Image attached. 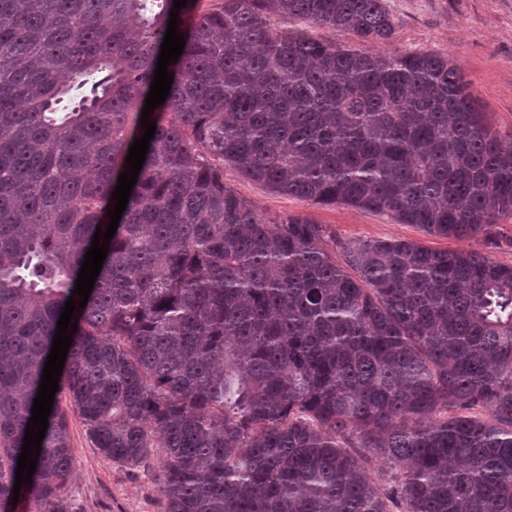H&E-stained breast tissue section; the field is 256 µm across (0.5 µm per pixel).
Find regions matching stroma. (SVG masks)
Returning <instances> with one entry per match:
<instances>
[{
    "label": "stroma",
    "mask_w": 512,
    "mask_h": 512,
    "mask_svg": "<svg viewBox=\"0 0 512 512\" xmlns=\"http://www.w3.org/2000/svg\"><path fill=\"white\" fill-rule=\"evenodd\" d=\"M386 6L395 26L391 49L448 55L488 126L502 134L512 132V0H386ZM224 182L264 218L308 217L326 227L340 245L356 239H407L437 249L484 250L494 261L512 266L511 249L486 248L479 237H432L384 214L278 195L229 167ZM58 400L69 412L72 477L64 491L69 512H163L157 481L160 453L138 466L106 459L94 448L80 417L70 412L66 395Z\"/></svg>",
    "instance_id": "obj_1"
}]
</instances>
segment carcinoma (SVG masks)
Wrapping results in <instances>:
<instances>
[{
    "instance_id": "obj_1",
    "label": "carcinoma",
    "mask_w": 512,
    "mask_h": 512,
    "mask_svg": "<svg viewBox=\"0 0 512 512\" xmlns=\"http://www.w3.org/2000/svg\"><path fill=\"white\" fill-rule=\"evenodd\" d=\"M174 0H0V505L58 320L144 110ZM156 130L58 392L95 448H160L164 512H512V266L476 250L327 248L268 221L224 166L273 193L430 236L512 216V132L483 121L430 50L387 45L385 0H187ZM380 457L374 474L358 449ZM68 416L53 403L32 484L67 512Z\"/></svg>"
}]
</instances>
